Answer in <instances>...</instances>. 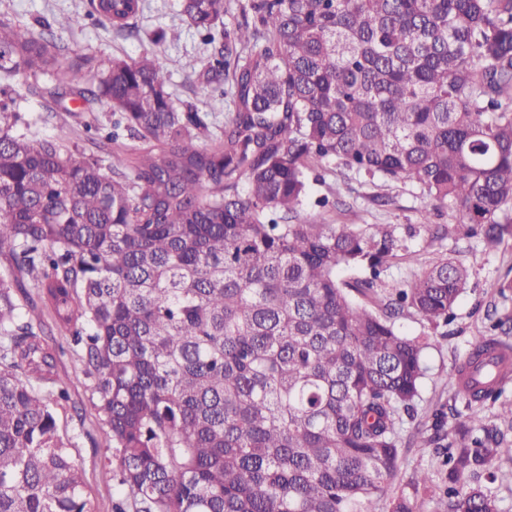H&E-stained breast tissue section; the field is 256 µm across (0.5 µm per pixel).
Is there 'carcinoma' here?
<instances>
[{
	"mask_svg": "<svg viewBox=\"0 0 512 512\" xmlns=\"http://www.w3.org/2000/svg\"><path fill=\"white\" fill-rule=\"evenodd\" d=\"M182 7L223 45L212 69L234 111L216 135L152 56L61 61L51 24L0 21V512H91L56 431L69 392L51 325L106 426L115 512H372L425 373L426 344L396 319L449 323L469 269L441 258L405 288L374 286L438 206L488 250L512 238V0H248L234 30L226 0ZM142 9L94 4L117 31ZM47 63L60 111L100 95L117 111L87 151L64 125L19 130L14 79ZM75 68L95 88L71 85ZM125 135L138 145L114 177L103 162ZM325 161L416 185L421 223L300 221ZM486 319L471 361L512 332L511 315ZM503 392L466 393L464 421L421 437L446 449L448 512H499L467 478L512 456L481 417L498 403L512 427Z\"/></svg>",
	"mask_w": 512,
	"mask_h": 512,
	"instance_id": "carcinoma-1",
	"label": "carcinoma"
}]
</instances>
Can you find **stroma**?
<instances>
[{"instance_id": "obj_1", "label": "stroma", "mask_w": 512, "mask_h": 512, "mask_svg": "<svg viewBox=\"0 0 512 512\" xmlns=\"http://www.w3.org/2000/svg\"><path fill=\"white\" fill-rule=\"evenodd\" d=\"M144 4L143 12L121 33L92 17L90 0H0V21L28 26L38 18L85 15L82 28L56 34L69 56L93 54L105 60L131 62L153 55L170 77L176 102L195 104L199 111L211 113L215 127H223L233 109L226 83L218 82V91L211 97L200 93L201 83L209 77L213 45L205 43L189 24L182 13L181 0H144ZM16 108L30 121L31 135L54 134L64 123L76 130L73 143L82 150L88 146L81 134L84 124L108 129L113 120L112 106L106 99L95 100L87 112L75 102L70 111L54 114L44 99L24 88L19 91ZM321 176V181L310 185L300 219L320 224H416L427 204L421 190L409 184L372 179L332 164L326 165ZM335 191L344 196L346 207L334 210L315 206L316 198ZM411 247L427 262L441 257L463 261L470 268V278L454 307L455 319L450 325L434 328L413 315L397 321L403 334L427 338L429 346L424 352L426 371L414 404V417L401 427L398 471L390 483L388 497L378 504V512H390L391 497L402 493L412 494L415 512H444L439 502L445 482L442 456L437 448L420 447L418 434L431 432L436 414H444L451 425L458 415L466 413L467 403L457 395L452 375L483 336L487 308L494 306L512 315V289L499 288L512 269V243L488 251L478 239L460 232L442 238L424 232L413 239ZM54 340L61 350L58 370L70 395L68 401L55 408L57 432L83 472L92 512H114L115 462L107 446L106 428L90 401L83 366L71 348L68 332H55ZM423 471L435 472V486L413 490V477Z\"/></svg>"}]
</instances>
